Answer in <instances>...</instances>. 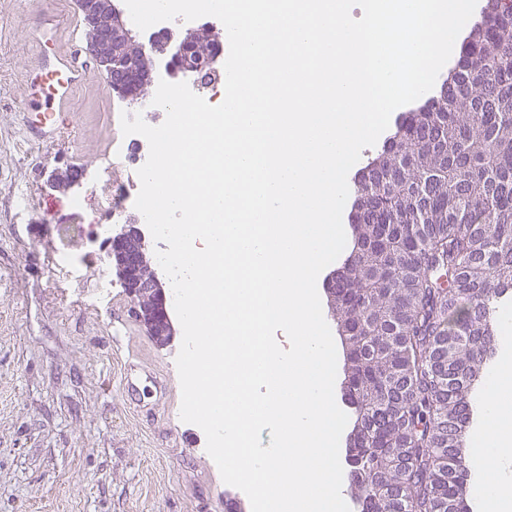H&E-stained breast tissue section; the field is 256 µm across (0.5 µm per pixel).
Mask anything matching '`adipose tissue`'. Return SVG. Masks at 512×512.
Masks as SVG:
<instances>
[{
    "mask_svg": "<svg viewBox=\"0 0 512 512\" xmlns=\"http://www.w3.org/2000/svg\"><path fill=\"white\" fill-rule=\"evenodd\" d=\"M482 415L466 464L477 481L478 512H512V350L484 379Z\"/></svg>",
    "mask_w": 512,
    "mask_h": 512,
    "instance_id": "obj_1",
    "label": "adipose tissue"
}]
</instances>
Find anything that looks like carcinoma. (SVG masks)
<instances>
[{
    "label": "carcinoma",
    "instance_id": "cac0c4a2",
    "mask_svg": "<svg viewBox=\"0 0 512 512\" xmlns=\"http://www.w3.org/2000/svg\"><path fill=\"white\" fill-rule=\"evenodd\" d=\"M451 74L358 176L355 262L336 283L360 512H470L465 437L497 307L512 291V0H493Z\"/></svg>",
    "mask_w": 512,
    "mask_h": 512
}]
</instances>
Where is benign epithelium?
<instances>
[{"instance_id":"1","label":"benign epithelium","mask_w":512,"mask_h":512,"mask_svg":"<svg viewBox=\"0 0 512 512\" xmlns=\"http://www.w3.org/2000/svg\"><path fill=\"white\" fill-rule=\"evenodd\" d=\"M117 2L77 0L86 25L88 50L106 77L112 79V90L122 101L137 103L161 71L168 76H210L218 72L219 55L198 52V47L218 40L215 26L190 27L178 39L167 29L140 40L127 28L124 11ZM77 182L65 169L51 175L48 186L65 192ZM107 232L103 261L112 267L130 298L133 317L158 348L172 346L178 329L167 305L166 274L156 263L148 226L129 214L123 223L108 225Z\"/></svg>"}]
</instances>
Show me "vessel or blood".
<instances>
[{
    "label": "vessel or blood",
    "mask_w": 512,
    "mask_h": 512,
    "mask_svg": "<svg viewBox=\"0 0 512 512\" xmlns=\"http://www.w3.org/2000/svg\"><path fill=\"white\" fill-rule=\"evenodd\" d=\"M43 43L54 42L64 34L76 35L79 24L75 19L55 11H45L32 20ZM89 68L80 50L46 55L42 63L28 71L23 87V126L29 142L40 143L60 138L64 134L61 114L74 90Z\"/></svg>",
    "instance_id": "b4317fda"
}]
</instances>
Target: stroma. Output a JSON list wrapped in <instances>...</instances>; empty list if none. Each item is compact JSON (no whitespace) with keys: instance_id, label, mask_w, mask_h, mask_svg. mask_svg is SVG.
<instances>
[{"instance_id":"stroma-1","label":"stroma","mask_w":512,"mask_h":512,"mask_svg":"<svg viewBox=\"0 0 512 512\" xmlns=\"http://www.w3.org/2000/svg\"><path fill=\"white\" fill-rule=\"evenodd\" d=\"M45 8L79 14L76 0H0V512H248L180 418L178 347L154 345L100 261L102 169L117 203L137 179L105 74L90 67L74 92L68 137L26 139V72L71 48L36 37L28 20ZM65 166L78 186L49 190ZM131 364L153 376L132 392Z\"/></svg>"}]
</instances>
